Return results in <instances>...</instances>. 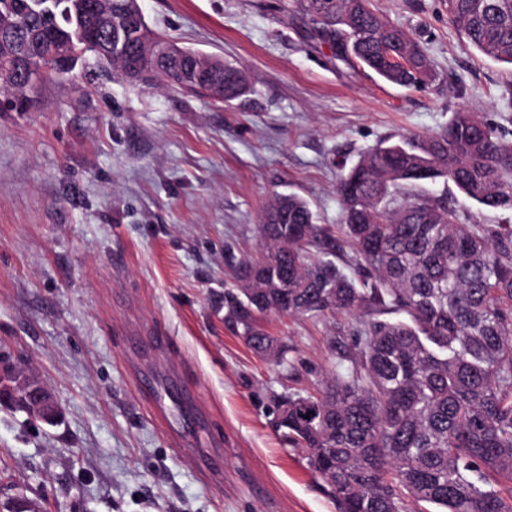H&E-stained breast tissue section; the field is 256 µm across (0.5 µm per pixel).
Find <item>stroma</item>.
<instances>
[{
	"instance_id": "obj_1",
	"label": "stroma",
	"mask_w": 512,
	"mask_h": 512,
	"mask_svg": "<svg viewBox=\"0 0 512 512\" xmlns=\"http://www.w3.org/2000/svg\"><path fill=\"white\" fill-rule=\"evenodd\" d=\"M150 28L243 68L228 107L80 60L29 112H0V361L45 384L59 422L0 406V502L40 512H340L275 426L341 356L343 314L266 329L284 364L224 322V250L255 255L275 194L307 199L336 242L339 175L381 139L466 109L512 142V66L480 54L445 0H371L424 48L439 84L405 89L312 37L296 0H139ZM151 373L155 397L137 376Z\"/></svg>"
}]
</instances>
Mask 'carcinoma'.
Instances as JSON below:
<instances>
[{
    "instance_id": "obj_1",
    "label": "carcinoma",
    "mask_w": 512,
    "mask_h": 512,
    "mask_svg": "<svg viewBox=\"0 0 512 512\" xmlns=\"http://www.w3.org/2000/svg\"><path fill=\"white\" fill-rule=\"evenodd\" d=\"M0 0L3 110L27 112L41 85L89 53L113 76L165 75L211 96L197 71L224 69L226 105L250 90L241 69L166 43L159 54L135 0ZM308 24L354 60L400 87L436 81L425 50L369 0H297ZM448 22L481 54L512 66V0H446ZM483 209L512 213V145L476 112L458 111L427 136H391L343 173L341 228L357 264H336L335 243L309 203L277 194L263 210L257 257L224 254L232 284L224 321L255 353L286 360L263 327L270 313L358 317L355 351H343L316 395L281 394L288 442L332 488L341 512H405L408 499L436 512H512V224H467L448 205V185ZM442 186L428 192L427 186Z\"/></svg>"
}]
</instances>
